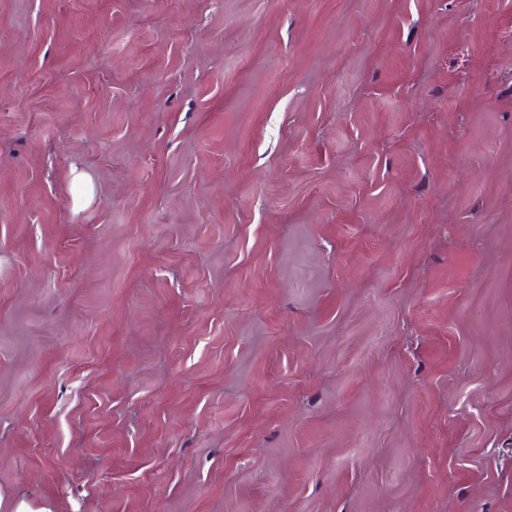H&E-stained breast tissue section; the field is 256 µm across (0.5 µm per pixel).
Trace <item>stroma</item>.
Listing matches in <instances>:
<instances>
[{
    "instance_id": "35a3bbf8",
    "label": "stroma",
    "mask_w": 512,
    "mask_h": 512,
    "mask_svg": "<svg viewBox=\"0 0 512 512\" xmlns=\"http://www.w3.org/2000/svg\"><path fill=\"white\" fill-rule=\"evenodd\" d=\"M512 512V0H0V512Z\"/></svg>"
}]
</instances>
